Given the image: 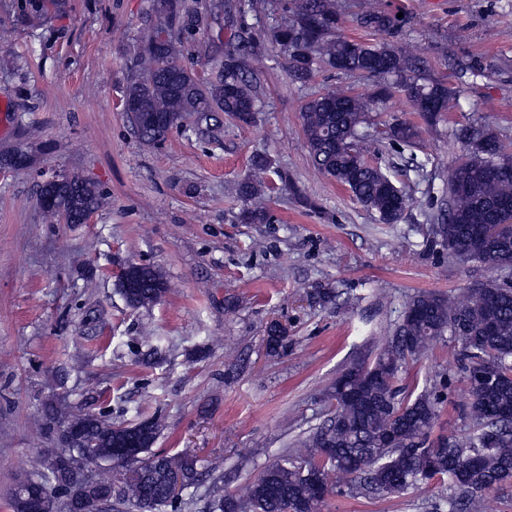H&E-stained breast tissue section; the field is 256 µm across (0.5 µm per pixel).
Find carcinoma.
<instances>
[{"mask_svg":"<svg viewBox=\"0 0 512 512\" xmlns=\"http://www.w3.org/2000/svg\"><path fill=\"white\" fill-rule=\"evenodd\" d=\"M62 0H29L28 14L40 18L61 8ZM286 15L271 32V40L288 58L293 76L307 80L324 64L344 74H357L377 82L370 96L353 95L338 87L305 103L301 125L309 158L319 171L347 187L381 224L401 219L409 185L395 180L379 165L365 162L362 129L369 112L392 90L405 94L422 120L433 123L451 108L456 91L442 83H420L410 77L422 61L402 48L377 46L336 34L338 15L334 0H277ZM224 12V0H208L205 11L189 0H153L139 40L134 46L133 68L123 93L125 115L147 145L161 144L168 134L193 118L208 122L222 112L242 123L260 111L250 60L256 43L241 39L228 47L213 42L212 74L200 77L182 62L185 44L207 18ZM365 29L398 41L406 18L385 11H369L356 18ZM385 132L390 155L401 163L388 167L424 176L426 161L412 152L420 127L396 119ZM460 144L448 185L446 206H431L426 223L433 226L448 251L465 252L472 261L487 265L507 279L512 276V235H490L487 226L499 223L502 207L512 204V160L492 161L507 155L496 134L479 121L454 135ZM268 159L253 156L250 173L237 186L240 198L250 203L243 211L247 224L270 221L266 197L275 190L265 180ZM52 193L55 202L42 207L51 224H72L76 211H96L102 200L99 187L78 175L65 176L57 188L42 186L40 196ZM135 287L121 293L133 309L155 305L168 291L155 267L135 266L130 271ZM462 326L460 370L468 393L473 431L450 435L438 442L429 434L438 417V397L417 395L399 385L408 361L421 359L434 342ZM330 418L316 431L297 439L289 454L266 467L253 482L247 499L224 493V477L209 485V512H320L334 490L384 496L418 489L435 480H448V512H480L485 493L512 482V285L496 280L481 282L454 296L422 292L410 298L401 312L394 336L370 365L350 364L330 388ZM76 434L77 444L92 458L109 455L112 465L102 469L95 484L85 488L90 501H103L115 491L112 473H131L118 497L136 512H181L182 500L168 491L171 457L151 452L159 433L155 420L114 425L104 412L90 413L73 406L57 431ZM137 430L145 448L139 457L111 452V442ZM177 466L184 488L196 484L200 460L183 454ZM34 480L27 489L17 486L9 496L12 512H23L22 496L41 493L50 512H71L68 491L82 484V473L57 463L56 450L34 457Z\"/></svg>","mask_w":512,"mask_h":512,"instance_id":"cac0c4a2","label":"carcinoma"}]
</instances>
